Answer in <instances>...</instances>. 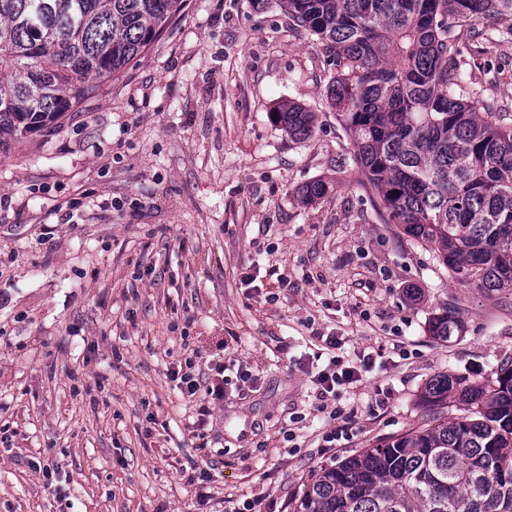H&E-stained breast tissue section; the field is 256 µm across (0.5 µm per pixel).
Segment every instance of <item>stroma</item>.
<instances>
[{"label": "stroma", "instance_id": "1", "mask_svg": "<svg viewBox=\"0 0 512 512\" xmlns=\"http://www.w3.org/2000/svg\"><path fill=\"white\" fill-rule=\"evenodd\" d=\"M458 34L511 126L512 12ZM333 71L279 0H184L0 159V512H296L321 467L429 419L431 379L512 363V290L458 285L380 220ZM288 101L315 112L309 136L272 120ZM318 179L330 192L300 203ZM450 305L463 332L431 336ZM364 350L373 368L319 401L313 371ZM188 361L205 383L223 367L222 401L181 393Z\"/></svg>", "mask_w": 512, "mask_h": 512}]
</instances>
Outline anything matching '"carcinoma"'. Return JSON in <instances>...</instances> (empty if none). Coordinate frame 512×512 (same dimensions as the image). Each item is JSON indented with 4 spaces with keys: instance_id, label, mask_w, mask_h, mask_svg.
<instances>
[{
    "instance_id": "cac0c4a2",
    "label": "carcinoma",
    "mask_w": 512,
    "mask_h": 512,
    "mask_svg": "<svg viewBox=\"0 0 512 512\" xmlns=\"http://www.w3.org/2000/svg\"><path fill=\"white\" fill-rule=\"evenodd\" d=\"M184 0H0V153L58 124L169 27ZM323 43L327 103L382 220L435 254L457 283L512 289V127L469 93L455 28L512 0H283ZM288 136L316 113L273 112ZM326 182L299 191L310 205ZM430 332H462L453 308ZM458 413L322 468L296 512H512V364L468 381L443 374L421 400Z\"/></svg>"
}]
</instances>
